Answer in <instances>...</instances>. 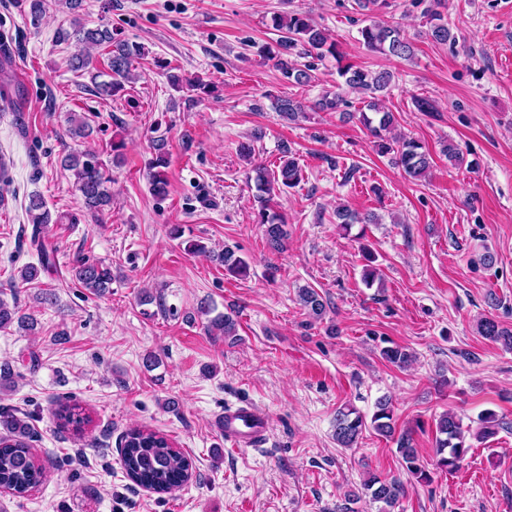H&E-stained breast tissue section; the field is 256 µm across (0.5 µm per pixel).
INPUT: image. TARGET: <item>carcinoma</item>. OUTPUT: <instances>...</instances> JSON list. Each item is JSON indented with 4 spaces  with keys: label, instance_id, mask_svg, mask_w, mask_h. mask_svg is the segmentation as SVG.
I'll return each instance as SVG.
<instances>
[{
    "label": "carcinoma",
    "instance_id": "1",
    "mask_svg": "<svg viewBox=\"0 0 512 512\" xmlns=\"http://www.w3.org/2000/svg\"><path fill=\"white\" fill-rule=\"evenodd\" d=\"M72 14L68 26L60 27L56 34L59 42H68L76 47L70 57L69 64L74 70H87L94 79V93L102 97H115L125 91L126 83L132 76V65L136 58L145 55L144 47L116 37L107 27L88 28L82 19L75 15L81 7L82 0H59ZM430 21L429 35L438 43H455V36L448 27L444 14L435 9L427 11ZM271 27L279 33L272 43L261 46L258 53L261 57L272 59L284 77L295 79L296 82L311 79L309 70L300 69L295 57L302 54H314L323 58L330 54L341 60L336 51V43L329 41L325 30L303 13L275 14L271 16ZM363 44L371 51L387 56L404 58L411 55V46L404 41L397 29L373 22L360 30ZM105 47L107 53V71L96 69L90 49ZM338 75L343 79L345 87L369 98L368 111L361 113V121L370 134L378 139V148L382 153L395 154L396 162L411 177H419L430 166L428 154L416 140L404 137L388 139L384 132L393 125L391 112L379 104L376 93L383 92L391 85L394 74L388 70L371 71L352 64L338 66ZM103 81H97L99 77ZM348 106V101L341 93L321 96L312 105L289 97L276 98L272 107L280 116L293 120L300 113L310 108L319 111L339 112ZM154 154L149 161L146 177L152 193L157 197L167 195L168 178L166 169L169 166L167 141L159 136L153 140ZM63 166L72 171L76 188L80 192L84 208L90 212H101L109 206L112 195L109 184L112 173L102 161L100 155L93 150L71 152L64 156ZM256 194L253 197L256 206V223L264 227L269 245L277 248L288 236L283 217L272 207L275 192L279 189H292L303 180L302 168L293 157L282 161L274 170L257 166L253 168ZM28 223L33 225L31 241L37 247L39 265H27L20 270V279L31 283L38 279L40 271H45L54 263V251L48 249L41 239L44 228L52 223L51 213L42 195L33 192L29 195L25 208ZM336 218L342 227L351 224H367L374 222L372 216H361L344 206L336 210ZM187 250L203 255L224 266V272L234 277H245L249 273L248 260L237 250L226 246L224 250L214 254L205 245L191 242ZM73 277L82 287L93 292L104 293L112 284V270L103 263L77 261L72 268ZM300 304L310 317L321 320L325 316L326 303L319 292L304 287L298 290ZM20 327L34 326L32 315L24 312L14 304L9 305L0 299V329L12 325ZM205 330L210 335L224 337L235 336L236 320L228 314H219L209 320ZM481 335L512 347V329L503 327L494 319H485L479 325ZM382 357L388 362L403 366L409 362L410 354L400 346H386L381 349ZM55 415L59 428L69 430L76 435L83 434L90 417L78 404L64 403L58 406ZM380 436L391 438L395 434L394 410L389 398L383 397L375 404L371 421H366L362 414L352 406H344L337 410L333 425V436L336 443L343 448H351L357 443L363 430L367 427ZM436 465L441 470H456L469 449L465 430L460 419L453 413L443 414L436 426ZM30 425L26 416L18 415L12 409L0 410V488L14 496L21 497L39 485L45 477V469L39 466L31 452L28 440ZM397 452L405 470L419 481L431 480L430 473L418 463L417 450L413 447L410 435L403 434L397 440ZM120 458L128 478L134 483L151 489L156 493H167L182 487L191 479V462L186 455L174 447L170 440L150 429L133 428L126 431L120 438ZM365 494L372 501L383 504L380 512H389L405 493L403 482L397 478H380L370 476L363 484Z\"/></svg>",
    "mask_w": 512,
    "mask_h": 512
}]
</instances>
